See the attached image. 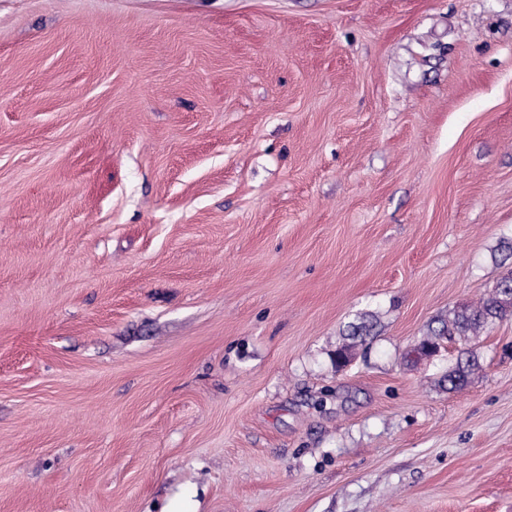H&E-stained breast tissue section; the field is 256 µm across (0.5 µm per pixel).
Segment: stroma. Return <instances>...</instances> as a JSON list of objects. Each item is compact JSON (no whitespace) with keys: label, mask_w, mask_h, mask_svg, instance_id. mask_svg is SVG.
<instances>
[{"label":"stroma","mask_w":512,"mask_h":512,"mask_svg":"<svg viewBox=\"0 0 512 512\" xmlns=\"http://www.w3.org/2000/svg\"><path fill=\"white\" fill-rule=\"evenodd\" d=\"M511 269L512 0H0V512H512ZM494 291L477 303L448 314L440 329H431L427 336H476L497 321L512 316V272L502 276Z\"/></svg>","instance_id":"obj_1"}]
</instances>
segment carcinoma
I'll list each match as a JSON object with an SVG mask.
<instances>
[{
	"label": "carcinoma",
	"instance_id": "cac0c4a2",
	"mask_svg": "<svg viewBox=\"0 0 512 512\" xmlns=\"http://www.w3.org/2000/svg\"><path fill=\"white\" fill-rule=\"evenodd\" d=\"M508 316H512V272L502 276L488 296L450 312L442 327L430 330V335L446 336L450 340L457 336H476ZM474 365V357L465 354V358L458 360L456 367L448 373V383L455 387L464 382Z\"/></svg>",
	"mask_w": 512,
	"mask_h": 512
}]
</instances>
